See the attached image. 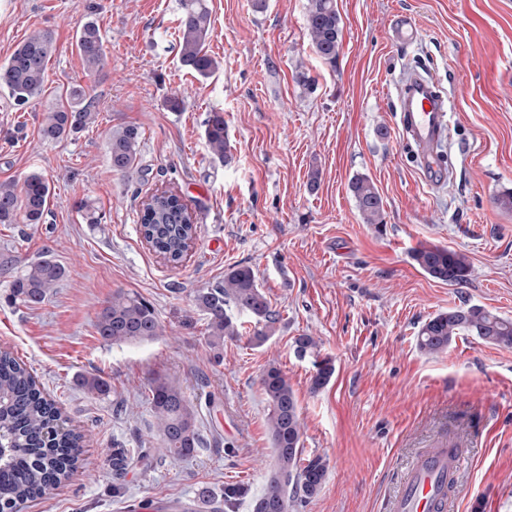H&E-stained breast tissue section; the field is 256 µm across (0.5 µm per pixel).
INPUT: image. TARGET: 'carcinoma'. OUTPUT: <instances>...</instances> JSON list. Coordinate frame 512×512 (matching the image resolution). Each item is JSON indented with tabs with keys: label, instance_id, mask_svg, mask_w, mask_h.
Wrapping results in <instances>:
<instances>
[{
	"label": "carcinoma",
	"instance_id": "obj_1",
	"mask_svg": "<svg viewBox=\"0 0 512 512\" xmlns=\"http://www.w3.org/2000/svg\"><path fill=\"white\" fill-rule=\"evenodd\" d=\"M178 56L182 67L209 78L216 62L207 51L210 13L205 0H180ZM341 19L335 0H308L307 35L314 54L323 62L336 63L341 46ZM77 48L86 70L101 71L106 50L99 19L81 26ZM54 52V38L47 29L37 30L20 42L0 63V88L9 92L18 105L39 97L45 88L48 61ZM91 98L78 85L67 91L66 103L45 114L41 135L60 139L77 133L89 124ZM140 132L125 126L109 136L112 171L124 176L138 168ZM205 138L211 153L228 157L224 113L211 112L205 122ZM358 211L366 224L383 225V202L372 180L357 175L350 183ZM51 186L41 173L33 171L22 184L0 183V224L44 223ZM141 232L154 251L168 262H182L197 227L187 205L173 193L154 195L152 204L140 214ZM418 268L430 278L448 285L468 280L471 267L467 256L437 245H424L412 254ZM67 269L50 255L41 256L12 282L11 298L37 303L65 276ZM195 302L208 319V342L216 361L223 360L225 339L239 336L236 315L249 317L254 324L252 341L260 346L275 333L277 314L271 310L256 275L248 266L232 267L224 282L199 290ZM97 333L112 343L151 340L161 333L154 307L142 297L118 292L101 309ZM474 336L486 344L512 348V319L499 316L479 305L453 307L430 317L420 328V351L440 353L457 336ZM317 348L316 340L304 333L294 338L297 355ZM311 389L326 387L336 372L335 360L324 357L314 362ZM261 385L267 404L266 427L273 463L267 471L262 491L251 502L252 512H288L296 504L315 497L325 483L328 464L321 456L303 457V423L297 398L282 369L274 362L265 369ZM0 512H19L29 499L46 494L75 467L80 436L60 424L61 413L38 389L25 364L11 352L0 350ZM148 401L157 419L161 449L182 459L202 447L194 408L182 388L166 377L153 379ZM248 495L241 484L224 486V507L232 509Z\"/></svg>",
	"mask_w": 512,
	"mask_h": 512
}]
</instances>
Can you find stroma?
<instances>
[{"label":"stroma","instance_id":"1","mask_svg":"<svg viewBox=\"0 0 512 512\" xmlns=\"http://www.w3.org/2000/svg\"><path fill=\"white\" fill-rule=\"evenodd\" d=\"M206 4L218 67L201 79L179 62V0H0V61L39 29L55 44L41 97L20 107L0 91V183L38 171L51 186L45 223L0 224V348L83 436L76 467L22 512H125L138 499L190 503L202 488L220 499L231 483L258 493L272 461L260 385L272 362L297 397L305 454L328 463L300 512H384L418 453L448 443L464 458L456 512H512V348L470 336L434 355L417 346L424 322L452 307L512 318V211L497 203L512 191V0H336L342 47L332 65L308 42V0ZM97 5L107 59L91 74L75 36ZM401 12L420 25L409 47L388 40ZM406 70L427 71L448 95L452 174L440 185L425 182L401 136L394 103ZM302 72L312 88L297 83ZM74 85L93 98L94 121L43 138L44 115ZM174 93L177 112L165 105ZM215 111L227 162L204 134ZM128 125L141 137L139 171L127 177L113 172L108 141ZM359 174L383 199L382 229L360 219L350 191ZM161 191L180 195L197 225L177 265L139 232L143 204ZM423 245L465 253L468 281L425 275L412 260ZM45 253L67 276L42 302L10 304L12 280ZM237 265L253 269L279 322L260 346L243 325L218 362L194 297ZM120 291L153 305L160 336L113 344L97 334L98 312ZM302 333L335 360L316 393L311 357L294 351ZM84 375L109 393H88ZM158 376L181 385L206 445L146 463L141 453L160 446L146 402ZM116 448L128 456L119 474Z\"/></svg>","mask_w":512,"mask_h":512}]
</instances>
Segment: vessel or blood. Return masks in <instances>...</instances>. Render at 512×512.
<instances>
[{"mask_svg":"<svg viewBox=\"0 0 512 512\" xmlns=\"http://www.w3.org/2000/svg\"><path fill=\"white\" fill-rule=\"evenodd\" d=\"M417 24L400 16L390 36L394 43L409 46L419 37ZM399 123L407 144L429 181L447 176L442 145L448 136V105L445 94L429 78L411 70L397 87ZM461 467L458 449H425L406 469L395 495L385 503V512H450L448 495Z\"/></svg>","mask_w":512,"mask_h":512,"instance_id":"vessel-or-blood-1","label":"vessel or blood"}]
</instances>
